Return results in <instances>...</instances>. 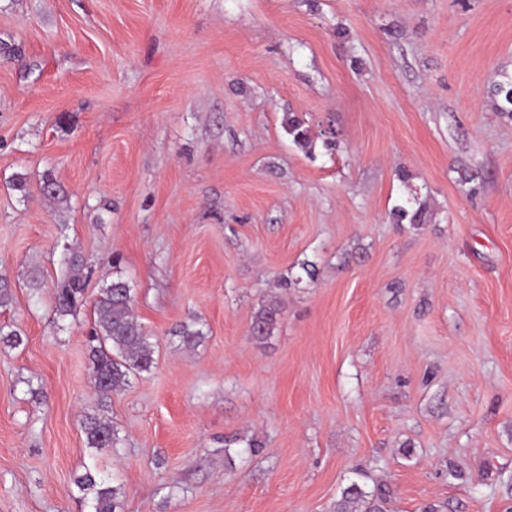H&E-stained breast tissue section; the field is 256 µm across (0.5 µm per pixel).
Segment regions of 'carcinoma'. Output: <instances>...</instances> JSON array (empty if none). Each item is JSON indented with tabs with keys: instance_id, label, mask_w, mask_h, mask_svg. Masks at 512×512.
<instances>
[{
	"instance_id": "obj_1",
	"label": "carcinoma",
	"mask_w": 512,
	"mask_h": 512,
	"mask_svg": "<svg viewBox=\"0 0 512 512\" xmlns=\"http://www.w3.org/2000/svg\"><path fill=\"white\" fill-rule=\"evenodd\" d=\"M497 97V108L512 116V78L497 83L493 87ZM286 130L293 141L301 146L310 142L309 130L294 114H288ZM41 194L50 200L63 199V190L50 174L44 176L40 185ZM396 223L403 222L413 228L421 227L426 219L425 209L419 207L408 211L397 207L392 212ZM71 272L57 285L56 313L65 317L76 314L83 306L86 276L77 258H70ZM133 294L129 283L116 278L105 284L94 303V322L90 331V361L94 386L98 392L108 394L128 384L129 377L151 370L154 364V348L151 336L133 315ZM280 315L274 304L262 307L254 316L250 335L257 340L269 336ZM174 335L189 347L198 344L204 333L198 328V320L193 318L174 330ZM84 434L88 447L101 451L114 448L119 443L116 431L106 420L90 418L84 423ZM362 469L355 471V478L342 490L336 500L334 512H386L390 498L387 485L373 481ZM80 499L89 512H118L121 508L120 487L111 486L98 478L91 470H86L74 480Z\"/></svg>"
}]
</instances>
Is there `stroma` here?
I'll list each match as a JSON object with an SVG mask.
<instances>
[{
	"label": "stroma",
	"instance_id": "1",
	"mask_svg": "<svg viewBox=\"0 0 512 512\" xmlns=\"http://www.w3.org/2000/svg\"><path fill=\"white\" fill-rule=\"evenodd\" d=\"M1 40L0 512H86L88 466L124 512H333L359 468L391 512H512V0H0ZM118 277L156 365L104 396L86 333ZM71 272L57 285L56 313L60 317L75 315L83 306L86 278L77 257H71ZM280 315V309L277 305L269 304L262 307L254 316L250 327V335L257 340H263L269 336ZM84 434L88 447L96 450L116 448L119 439L109 421L90 418L84 423Z\"/></svg>",
	"mask_w": 512,
	"mask_h": 512
}]
</instances>
